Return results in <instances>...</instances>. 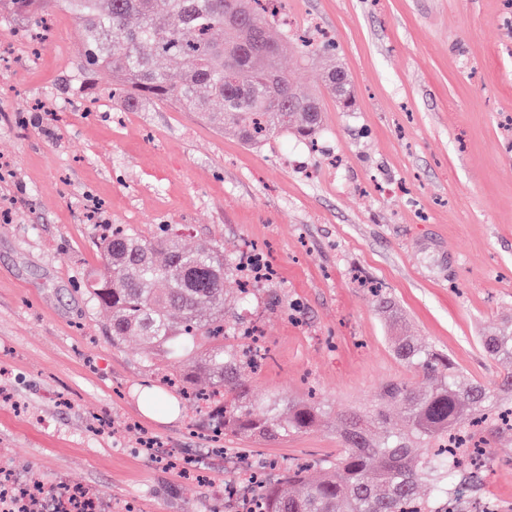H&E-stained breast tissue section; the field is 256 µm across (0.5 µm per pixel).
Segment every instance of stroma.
<instances>
[{"label":"stroma","instance_id":"35a3bbf8","mask_svg":"<svg viewBox=\"0 0 512 512\" xmlns=\"http://www.w3.org/2000/svg\"><path fill=\"white\" fill-rule=\"evenodd\" d=\"M290 79L320 98L314 140L244 144L191 112L91 101L79 83L81 31L58 10L39 48L0 22V469L80 489L102 512H243L225 456L320 463L340 446V414H366L381 384L429 380L393 354L403 330L497 383L504 365L479 337L512 326V7L506 0H286ZM334 59L354 103L320 77ZM105 224L184 229L233 263L272 269L253 301L227 277V325L261 337L252 396L314 394L319 427L270 442L214 439L205 409L161 385L130 337L112 345L85 289ZM400 326L386 320L380 298ZM164 400L139 409L143 388ZM474 498L512 512V438Z\"/></svg>","mask_w":512,"mask_h":512}]
</instances>
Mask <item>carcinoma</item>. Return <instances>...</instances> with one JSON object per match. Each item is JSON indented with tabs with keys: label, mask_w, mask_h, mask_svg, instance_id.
<instances>
[{
	"label": "carcinoma",
	"mask_w": 512,
	"mask_h": 512,
	"mask_svg": "<svg viewBox=\"0 0 512 512\" xmlns=\"http://www.w3.org/2000/svg\"><path fill=\"white\" fill-rule=\"evenodd\" d=\"M249 0H7V8L31 16L39 27L52 7L73 15L83 29L80 78L95 89L96 75L112 73L103 92L137 109L170 104L194 112L217 130H230L255 145L293 129L314 138L321 120L299 109L283 111L293 85L280 65L288 41L274 33L275 20L255 17ZM243 15L244 29L224 25V15ZM242 41L254 43L247 53ZM179 71L172 78L170 67ZM102 269L86 288L108 317L109 340L137 336L145 366L169 387L214 401L211 414L224 435L272 441L317 427L320 404L271 397L261 414L245 388L257 360L224 343V277L230 270L218 246L183 245L169 225L150 237L114 227L100 239ZM396 357L433 381L425 393L402 382L382 386L380 404L363 421L343 415V447L315 468H286L264 489L267 509L255 512H443L457 476L482 485L490 448L512 435V416L501 414L512 394V371L499 387L468 380L448 354L409 336L390 337ZM493 359L512 365V328L479 337ZM405 419L399 429L388 407Z\"/></svg>",
	"instance_id": "carcinoma-1"
}]
</instances>
